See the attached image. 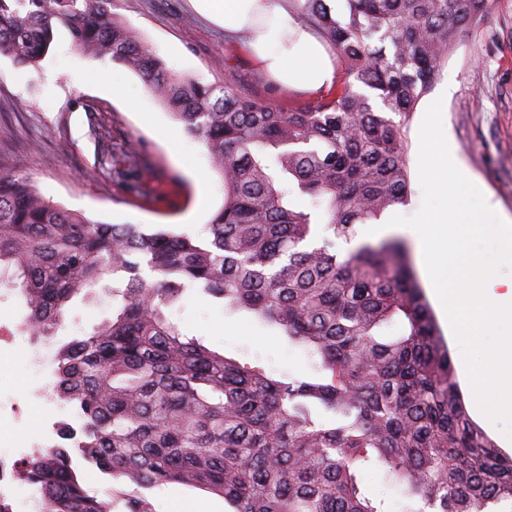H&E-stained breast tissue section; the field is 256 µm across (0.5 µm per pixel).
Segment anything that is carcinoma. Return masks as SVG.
<instances>
[{"instance_id": "cac0c4a2", "label": "carcinoma", "mask_w": 512, "mask_h": 512, "mask_svg": "<svg viewBox=\"0 0 512 512\" xmlns=\"http://www.w3.org/2000/svg\"><path fill=\"white\" fill-rule=\"evenodd\" d=\"M110 2L0 0V55L37 66L64 29L78 50L140 73L206 145L224 204L204 236L97 222L0 157V269L26 297L30 334L57 335L99 286L121 300L54 353L53 395L80 424L61 423L60 442L22 464L40 512H112L76 454L143 489L207 490L232 512H383L361 485L372 465L403 487L405 512H512V456L466 415L407 243L336 251L355 225L408 204V122L488 0H343L340 15L330 0H289L342 78L286 111L231 78L168 73ZM125 157L121 175L148 194V167ZM190 288L278 327L319 358L317 374L276 379L187 337L170 310Z\"/></svg>"}]
</instances>
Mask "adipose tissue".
Instances as JSON below:
<instances>
[{"label": "adipose tissue", "instance_id": "adipose-tissue-1", "mask_svg": "<svg viewBox=\"0 0 512 512\" xmlns=\"http://www.w3.org/2000/svg\"><path fill=\"white\" fill-rule=\"evenodd\" d=\"M225 34H246L259 67L284 86L318 91L334 86L336 70L322 38L302 27L286 0H196Z\"/></svg>", "mask_w": 512, "mask_h": 512}]
</instances>
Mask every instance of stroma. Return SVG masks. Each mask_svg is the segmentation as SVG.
Returning <instances> with one entry per match:
<instances>
[{"label": "stroma", "instance_id": "1", "mask_svg": "<svg viewBox=\"0 0 512 512\" xmlns=\"http://www.w3.org/2000/svg\"><path fill=\"white\" fill-rule=\"evenodd\" d=\"M110 9L176 75L220 85L230 72L244 91L281 109L317 99L262 71L192 0H112ZM437 80L449 86L442 117L457 156L487 203L512 218V0H490L481 30L460 35ZM128 145L153 171L149 195L112 176L113 149ZM0 156L21 161L46 198L94 221L170 224L198 235L224 202L205 144L185 132L145 79L75 50L63 30L38 66L0 56ZM116 307L106 294L74 301L51 342L25 331L26 298L11 272L0 273V445L17 458L52 446L60 422L72 418L52 395L55 342L83 337ZM171 318L184 334L225 356L261 362L275 378L315 372L314 358L277 329L199 289L187 290ZM79 473L90 494L111 499L112 512H127L126 499L139 492L153 512H229L222 497L201 489L165 484L141 491L88 463Z\"/></svg>", "mask_w": 512, "mask_h": 512}]
</instances>
